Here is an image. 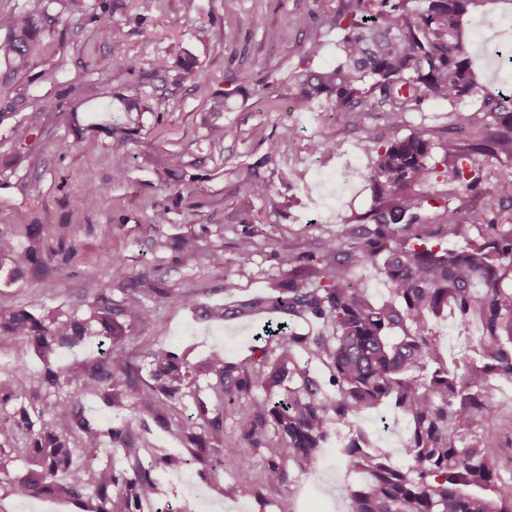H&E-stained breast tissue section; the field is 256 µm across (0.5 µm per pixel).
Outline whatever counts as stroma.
I'll use <instances>...</instances> for the list:
<instances>
[{
  "instance_id": "1",
  "label": "stroma",
  "mask_w": 512,
  "mask_h": 512,
  "mask_svg": "<svg viewBox=\"0 0 512 512\" xmlns=\"http://www.w3.org/2000/svg\"><path fill=\"white\" fill-rule=\"evenodd\" d=\"M67 3L0 0V12L38 9L42 24L26 66L14 73L0 36V232L33 252L32 263L21 267L0 257V313L87 317L85 285L91 280L104 286L113 304L138 297L148 318L126 339L124 353L139 391L90 380L107 352L98 339L60 349L48 365L37 350H19L16 339L0 336V388L15 387L20 377L26 385L22 397L0 404V429L15 433L12 441H0L6 463L0 512L85 510L69 498L50 508L8 489L32 466L24 449L42 427L46 400L117 428L136 421L127 444L103 442L102 460L115 470L126 468L128 444L141 449L146 467L176 456L202 494L221 502L220 512H276L275 493L259 499L231 492L228 472L198 463L196 448L169 434L204 420L222 424L218 457L245 456L260 466V455L237 431L234 406L221 404L213 390L215 375L196 378L162 411L141 403L139 392L152 383L150 352L168 348L192 364L217 348L231 363L250 355L266 316L219 321L209 308L264 294L281 273L275 249L304 255L366 224L376 200L367 179L370 159L360 144L383 143L396 132L381 109L366 110L359 125L348 126L333 120L330 105L308 106L292 87L289 76L312 38L323 43L314 67L338 59L337 30L290 22L309 0H85L80 12ZM465 29L482 82L512 87V68H495L485 57L493 48L512 51V0L474 10ZM185 54L197 62L189 77L176 66ZM162 57L169 69L154 70ZM228 90L234 93L229 101ZM135 95L148 99L151 109L130 124L121 107ZM215 126L224 129L219 144L210 136ZM416 130L427 131L437 162L448 145L477 141L473 129L452 125L447 103L437 100L409 113L401 132ZM321 140L335 142L336 152H314ZM119 169L126 172L120 180ZM91 183L103 188L93 199L86 195ZM158 211L166 223L159 233H146ZM245 211L254 223H241ZM245 237L252 238L254 253L242 266L235 253ZM208 251L223 253V263H209ZM185 293L194 305L172 304V296ZM49 368L59 374L53 386L45 380ZM496 406L499 430L489 451L511 475L512 398L497 397ZM398 418L381 407L366 411L359 424L400 464L409 428L390 433L381 425ZM326 477L336 488L348 480L332 444L309 478L303 512H336L324 490Z\"/></svg>"
}]
</instances>
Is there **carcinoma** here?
Listing matches in <instances>:
<instances>
[{
    "label": "carcinoma",
    "mask_w": 512,
    "mask_h": 512,
    "mask_svg": "<svg viewBox=\"0 0 512 512\" xmlns=\"http://www.w3.org/2000/svg\"><path fill=\"white\" fill-rule=\"evenodd\" d=\"M311 2L293 23L339 30L341 60L312 68L322 42L317 37L309 42L304 68L290 77L305 102L329 100L336 121L352 126L366 108L378 107L398 130L407 113L439 100L452 108L456 124L480 127V137L468 149L448 148L443 173L430 163L433 145L424 130L384 144L365 141L362 149L372 158L368 178L380 200L370 213L373 227L353 228L350 241L330 238L302 256L276 251L287 276L266 294L234 306L238 318L265 313L277 318L279 327L256 336L254 354L239 362H225L220 350L211 354L216 395L237 403L236 424L247 447L266 450L256 474L242 461L234 464L230 489L258 495L286 486L276 512H295L289 466L315 467L333 424L345 423L350 433L341 441V462L347 475L365 477L345 487L349 512H512V479L501 476L486 448L498 417L485 387L491 375L512 381V286L505 285L512 281V224L488 219L497 198L512 195V170H499L494 190L464 213L454 196L427 189L442 175L472 190L483 179L475 154L512 157V94L479 84L464 38L466 16L494 0H338L333 14L321 11L320 0ZM1 29L9 39V68L19 70L40 24L31 12L0 14ZM474 96L481 117L457 110L459 102ZM429 223L475 224L482 241L450 248L442 237L411 232ZM379 257L390 297L372 303L353 269ZM85 292L91 299L88 318L60 322L50 314L38 318L15 310L0 315V336L46 355L86 336H102L112 348L91 379L109 387L119 380L133 385V367L119 343L147 319V310L138 300L113 306L96 281L88 282ZM449 309L463 330L472 318L482 326L481 333L468 335L469 354L452 369L433 328ZM312 322L323 331L300 332ZM151 358L154 384L140 396L148 406L197 376L166 348L152 351ZM314 359L329 369L328 383L311 371ZM388 401L411 425L404 466L392 463L388 449L371 446L357 426L363 412ZM66 413L64 407L44 405L42 431L30 436L36 467L11 487L14 494L54 489L77 498L90 487L91 512H130L131 505L157 495L158 479L140 465L141 449H125L128 468L119 472L100 466L102 438L123 441L134 422L103 429L74 415L82 434L74 461L68 443L56 434V418ZM174 434L186 437L203 459L211 452L208 444L224 431L212 427L196 435L177 428Z\"/></svg>",
    "instance_id": "obj_1"
}]
</instances>
